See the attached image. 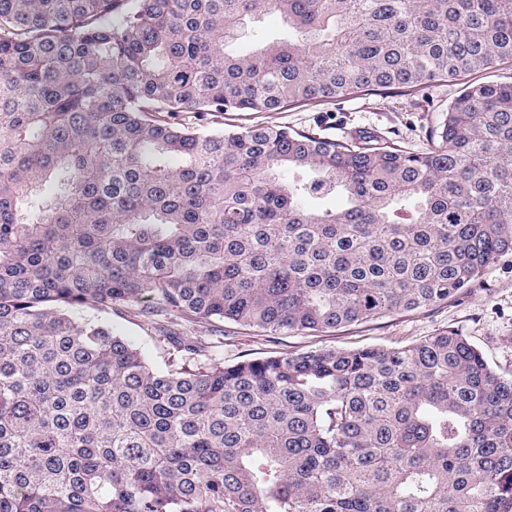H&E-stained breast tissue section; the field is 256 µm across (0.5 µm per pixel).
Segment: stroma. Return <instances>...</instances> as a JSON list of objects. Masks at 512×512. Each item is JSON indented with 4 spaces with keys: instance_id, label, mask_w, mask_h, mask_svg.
Wrapping results in <instances>:
<instances>
[{
    "instance_id": "stroma-1",
    "label": "stroma",
    "mask_w": 512,
    "mask_h": 512,
    "mask_svg": "<svg viewBox=\"0 0 512 512\" xmlns=\"http://www.w3.org/2000/svg\"><path fill=\"white\" fill-rule=\"evenodd\" d=\"M512 66L504 65L465 76L463 81L437 82L422 89L355 95L319 106L278 112H228V128L277 125L315 132L326 137L371 136L396 143L414 153L425 152L449 103L464 84L511 82ZM112 327L142 347L159 365L171 361L169 346L159 339L147 319L125 314L113 316ZM441 330L465 336L498 373L512 376V253L501 256L481 282L439 306L397 312L379 319L345 325L324 332L265 336L233 322L224 325L225 363L260 358L269 351L309 348H398Z\"/></svg>"
}]
</instances>
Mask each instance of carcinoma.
I'll return each mask as SVG.
<instances>
[{
    "label": "carcinoma",
    "mask_w": 512,
    "mask_h": 512,
    "mask_svg": "<svg viewBox=\"0 0 512 512\" xmlns=\"http://www.w3.org/2000/svg\"><path fill=\"white\" fill-rule=\"evenodd\" d=\"M272 11L288 37L236 53ZM507 63L512 0H0V512H512V377L462 334L211 354L226 321L478 284L512 252V82L466 86L423 153L214 119ZM153 326L141 316L112 314L113 329L142 347L156 364L164 366L174 356L170 354V347L159 339Z\"/></svg>",
    "instance_id": "carcinoma-1"
}]
</instances>
